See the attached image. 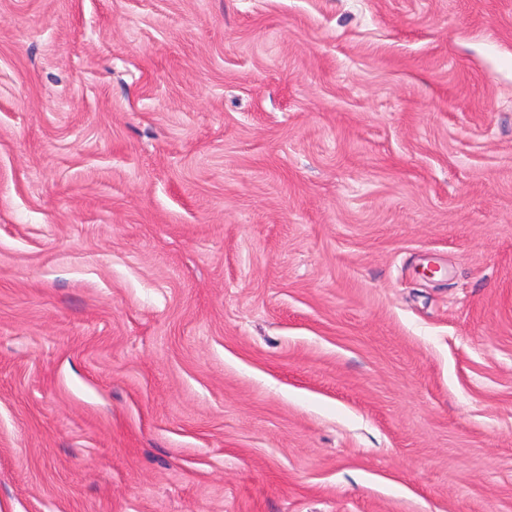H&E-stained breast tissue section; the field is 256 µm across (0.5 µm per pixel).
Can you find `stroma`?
I'll return each mask as SVG.
<instances>
[{
    "label": "stroma",
    "instance_id": "35a3bbf8",
    "mask_svg": "<svg viewBox=\"0 0 512 512\" xmlns=\"http://www.w3.org/2000/svg\"><path fill=\"white\" fill-rule=\"evenodd\" d=\"M0 512H512V0H0Z\"/></svg>",
    "mask_w": 512,
    "mask_h": 512
}]
</instances>
